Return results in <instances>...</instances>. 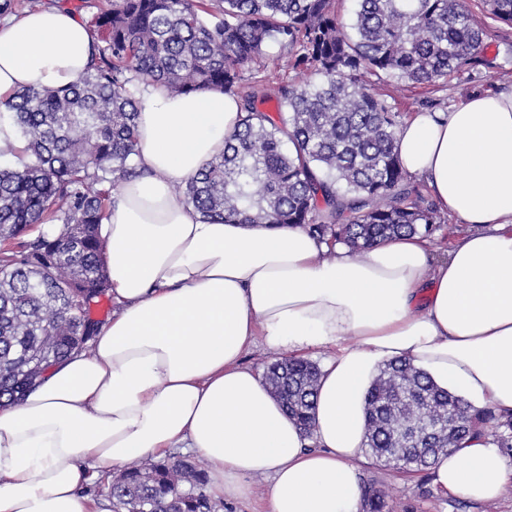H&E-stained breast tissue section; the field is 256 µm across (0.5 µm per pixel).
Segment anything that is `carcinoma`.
<instances>
[{"mask_svg": "<svg viewBox=\"0 0 512 512\" xmlns=\"http://www.w3.org/2000/svg\"><path fill=\"white\" fill-rule=\"evenodd\" d=\"M336 0H111L90 26L99 44L87 72L63 88L29 87L0 105L24 143L0 146V404L14 402L57 363L86 349L91 307L109 289L99 229L112 193L141 175L140 87L223 91L244 117L224 155L175 189L205 221L302 224L363 258L381 240L420 234L439 243L435 205L411 202L399 164L400 114L363 78L434 86L486 64L488 26L466 0H357L351 22ZM512 26V0H483ZM274 42L288 71L274 121L245 90L244 71ZM318 366L272 362L266 379L296 423L313 426ZM494 425L512 452V416L496 417L433 383L407 360L385 366L366 397L365 448L380 460L430 467L463 435ZM112 512H213L204 470L180 458L142 459L107 476ZM385 493L364 490V512Z\"/></svg>", "mask_w": 512, "mask_h": 512, "instance_id": "1", "label": "carcinoma"}]
</instances>
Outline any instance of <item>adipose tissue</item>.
<instances>
[{"label":"adipose tissue","instance_id":"adipose-tissue-1","mask_svg":"<svg viewBox=\"0 0 512 512\" xmlns=\"http://www.w3.org/2000/svg\"><path fill=\"white\" fill-rule=\"evenodd\" d=\"M93 51L63 7L0 23V101L70 85ZM241 117L229 93L144 88L141 175L113 193L100 228L112 317L0 407V512H110L83 486L180 446L206 460L215 500L248 498L260 478L266 512H362L366 394L404 357L473 407L512 414V87L398 131L403 171L474 227L439 261L418 235L359 260L301 226L202 221L172 190L223 153ZM259 346L327 351L312 435L243 365ZM433 468L440 490L484 503L512 481V457L485 436Z\"/></svg>","mask_w":512,"mask_h":512}]
</instances>
